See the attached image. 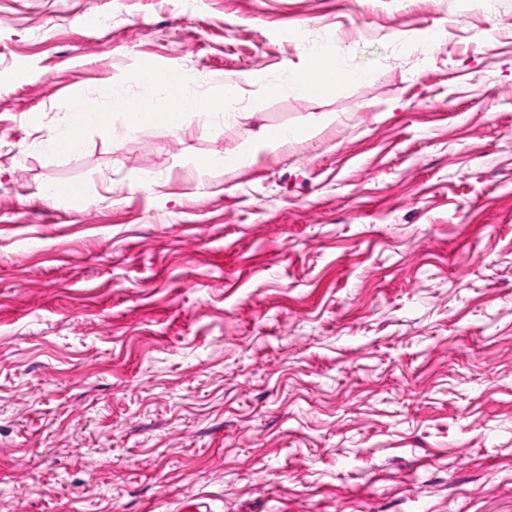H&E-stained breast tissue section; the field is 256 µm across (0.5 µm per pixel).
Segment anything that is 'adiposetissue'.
I'll list each match as a JSON object with an SVG mask.
<instances>
[{
	"label": "adipose tissue",
	"mask_w": 512,
	"mask_h": 512,
	"mask_svg": "<svg viewBox=\"0 0 512 512\" xmlns=\"http://www.w3.org/2000/svg\"><path fill=\"white\" fill-rule=\"evenodd\" d=\"M342 76L335 56L330 51L320 50L310 54L306 68L293 73L289 83L299 94L319 97L334 88ZM138 80L150 91L148 98L138 102L129 101L109 84L101 88L102 94L109 97L107 108L76 98L71 111L65 113L56 135L48 143L50 152L57 155L75 152L87 130L111 128L112 113L117 109L124 113L127 125L132 129L152 127L164 133H174L181 130L191 116L207 115L224 106V99L220 96L201 101L184 93V78L175 69L145 66L140 69Z\"/></svg>",
	"instance_id": "obj_1"
}]
</instances>
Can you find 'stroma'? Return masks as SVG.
<instances>
[{
  "label": "stroma",
  "instance_id": "1",
  "mask_svg": "<svg viewBox=\"0 0 512 512\" xmlns=\"http://www.w3.org/2000/svg\"><path fill=\"white\" fill-rule=\"evenodd\" d=\"M146 63L228 120L46 150ZM188 500L512 512V0H0V512ZM344 73L336 65V58L329 50H319L309 55V63L302 71L289 78L291 87L299 94L319 97L336 86ZM297 137L298 132L290 128L262 127L258 133L256 147L275 149Z\"/></svg>",
  "mask_w": 512,
  "mask_h": 512
}]
</instances>
